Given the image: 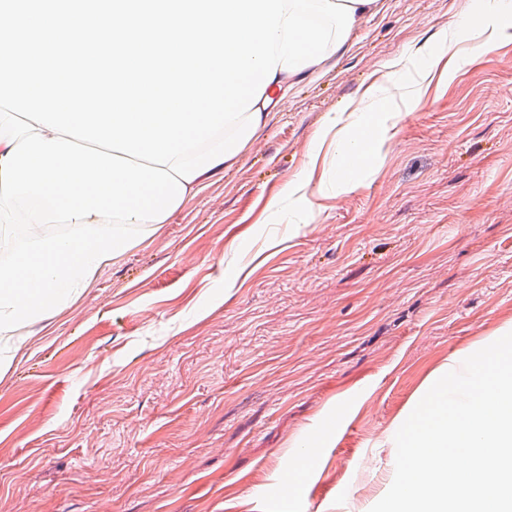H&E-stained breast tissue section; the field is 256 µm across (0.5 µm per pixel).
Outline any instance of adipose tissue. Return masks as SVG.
Returning <instances> with one entry per match:
<instances>
[{
  "label": "adipose tissue",
  "mask_w": 512,
  "mask_h": 512,
  "mask_svg": "<svg viewBox=\"0 0 512 512\" xmlns=\"http://www.w3.org/2000/svg\"><path fill=\"white\" fill-rule=\"evenodd\" d=\"M167 167L54 133L22 120L0 135V246L17 224H66L0 263V342L24 347L22 328L80 296L103 267L154 236L205 186Z\"/></svg>",
  "instance_id": "obj_1"
}]
</instances>
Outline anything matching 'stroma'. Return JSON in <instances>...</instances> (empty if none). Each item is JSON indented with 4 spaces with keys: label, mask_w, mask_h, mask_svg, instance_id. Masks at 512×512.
Masks as SVG:
<instances>
[{
    "label": "stroma",
    "mask_w": 512,
    "mask_h": 512,
    "mask_svg": "<svg viewBox=\"0 0 512 512\" xmlns=\"http://www.w3.org/2000/svg\"><path fill=\"white\" fill-rule=\"evenodd\" d=\"M380 3L236 164L0 358V512H369L419 400L512 332V43L470 58L484 0ZM455 24L454 66L408 102ZM392 64L364 110L386 140L353 168L313 153ZM340 423L330 418L324 420L319 428L310 436L305 448H299V454L317 455L322 453L329 446L330 436L337 432Z\"/></svg>",
    "instance_id": "35a3bbf8"
}]
</instances>
